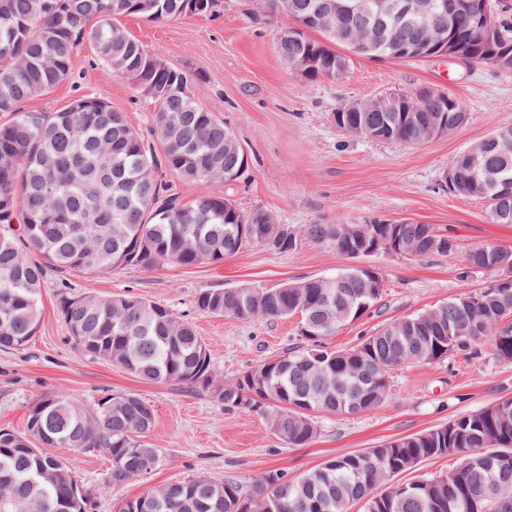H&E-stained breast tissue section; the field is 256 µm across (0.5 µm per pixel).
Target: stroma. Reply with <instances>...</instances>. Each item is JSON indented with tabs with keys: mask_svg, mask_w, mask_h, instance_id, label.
Here are the masks:
<instances>
[{
	"mask_svg": "<svg viewBox=\"0 0 512 512\" xmlns=\"http://www.w3.org/2000/svg\"><path fill=\"white\" fill-rule=\"evenodd\" d=\"M114 22L168 65L201 74L194 88L198 104L236 133L251 158L248 172L231 185L188 184L168 175L173 192L186 199L204 192L221 194L241 210L262 208L278 222L296 227L379 216L430 224L456 237L459 250L451 255L374 254L371 261L382 278L381 308L344 326L328 339L329 348L354 347L383 321L421 312L457 294L458 268L464 252L473 247L498 244L512 249L511 224L489 223L481 204L451 195L443 183L458 153L512 126V70L440 59L356 57L343 76L310 81L291 73L280 59L274 37L287 19L268 0H224L219 14L211 17L149 21L121 15ZM421 85L464 99L465 123L449 135L408 146L348 136L333 119L336 108L346 102ZM83 95L112 103L138 131L149 124L150 101L126 80L107 74L87 45L73 57L64 82L23 108L55 112ZM350 264V258L336 250L305 241L287 253L248 244L218 264L164 263L152 271L124 267L99 274H55L42 290L36 336L24 351H0V429L24 431L31 403L58 389L87 404L109 391L141 394L156 411L147 440L164 457L159 469L104 492L100 486L109 461L102 453L64 455L94 494L92 512H119L125 500L189 476L229 478L245 488L253 475L266 470L298 476L329 458L430 430L512 399V363L490 354L412 364L394 372L392 394L382 410L318 415L314 441L290 448L256 415L226 411L204 394L145 382L87 358L69 340L55 307L63 284L78 293L136 294L165 305L196 326L219 379L229 382L294 346L300 318L234 321L209 315L195 309L197 292L241 285L276 288L330 277Z\"/></svg>",
	"mask_w": 512,
	"mask_h": 512,
	"instance_id": "35a3bbf8",
	"label": "stroma"
}]
</instances>
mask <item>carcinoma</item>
<instances>
[{"mask_svg":"<svg viewBox=\"0 0 512 512\" xmlns=\"http://www.w3.org/2000/svg\"><path fill=\"white\" fill-rule=\"evenodd\" d=\"M377 0H270L292 19L276 38L288 69L316 81L342 76L352 57L380 52L395 60L433 58L430 39L455 35L476 64L512 50V20L483 0L482 23L459 15L451 0H385L391 14L376 21ZM222 0H0V351L18 352L39 327L42 290L51 272L89 274L126 266L153 270L160 260L181 266L217 264L253 243L279 253L309 240L350 255L399 241L412 255H449L455 236L430 224H373L338 220L298 229L266 210H240L221 194L184 201L163 179L169 171L189 184L233 183L249 156L236 134L198 105L196 75L176 69L113 23L117 15L150 21L219 12ZM495 33L484 42L482 28ZM320 33L321 38L309 36ZM89 44L102 66L130 82L156 106L151 136L130 127L124 113L91 96L56 112L23 111L70 74L72 57ZM341 45L345 52L336 51ZM467 115L457 97L432 88L386 92L342 104L333 113L348 135L418 145L427 128ZM455 195L484 204L493 224H512V126L473 143L453 159ZM512 261V249L486 244L468 251L462 289L422 312L385 322L350 349L332 350L329 337L370 314L381 283L349 267L332 277L277 288L207 289L196 296L203 312L238 321L301 316L298 342L284 355L223 384L194 326L168 307L135 295L80 294L63 286L56 310L69 340L87 357L148 382L205 392L229 410L253 413L290 448L313 442L315 415L372 413L391 392V373L458 353L512 363V281L473 289L475 257ZM156 421L153 405L131 391L107 393L86 405L65 391L36 399L25 430H0V505L6 512H89L91 492L63 451H99L110 462L104 485L137 481L163 463L145 440ZM459 449L458 466L410 481L394 473ZM512 408L498 405L448 420L437 428L333 457L290 477L257 474L249 492L231 480L194 475L156 486L126 501L121 512H512Z\"/></svg>","mask_w":512,"mask_h":512,"instance_id":"1","label":"carcinoma"}]
</instances>
